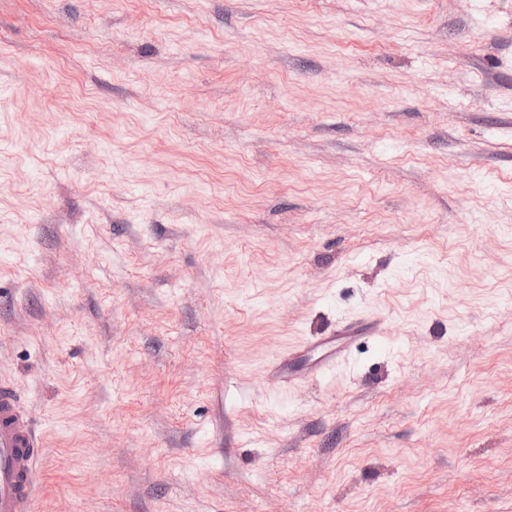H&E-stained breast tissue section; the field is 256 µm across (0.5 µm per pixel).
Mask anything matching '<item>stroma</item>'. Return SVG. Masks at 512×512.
<instances>
[{
    "mask_svg": "<svg viewBox=\"0 0 512 512\" xmlns=\"http://www.w3.org/2000/svg\"><path fill=\"white\" fill-rule=\"evenodd\" d=\"M1 381L30 512H512V0H0ZM355 327L351 322L342 324L335 336H318L302 348L304 351L319 350L320 355L313 364L311 371L319 377H328L350 360L351 345L358 339ZM337 335V336H336ZM336 339L339 343L336 345ZM40 440L19 394L0 383V512H24L38 481Z\"/></svg>",
    "mask_w": 512,
    "mask_h": 512,
    "instance_id": "stroma-1",
    "label": "stroma"
}]
</instances>
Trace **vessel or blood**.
Here are the masks:
<instances>
[{
	"label": "vessel or blood",
	"mask_w": 512,
	"mask_h": 512,
	"mask_svg": "<svg viewBox=\"0 0 512 512\" xmlns=\"http://www.w3.org/2000/svg\"><path fill=\"white\" fill-rule=\"evenodd\" d=\"M352 323L340 326L336 336H320L308 342L318 351L312 366L316 376L327 377L350 360L355 341ZM40 440L19 394L7 382L0 383V512H25L38 481Z\"/></svg>",
	"instance_id": "1"
}]
</instances>
